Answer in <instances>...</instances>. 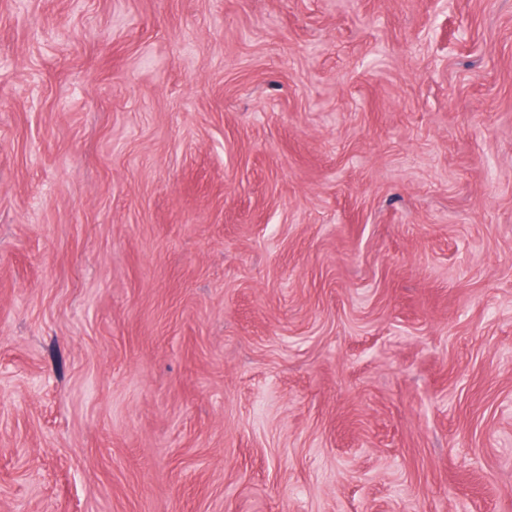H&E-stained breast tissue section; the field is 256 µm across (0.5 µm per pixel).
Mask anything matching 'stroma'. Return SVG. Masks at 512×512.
<instances>
[{
    "label": "stroma",
    "mask_w": 512,
    "mask_h": 512,
    "mask_svg": "<svg viewBox=\"0 0 512 512\" xmlns=\"http://www.w3.org/2000/svg\"><path fill=\"white\" fill-rule=\"evenodd\" d=\"M0 0V512H512V0Z\"/></svg>",
    "instance_id": "35a3bbf8"
}]
</instances>
